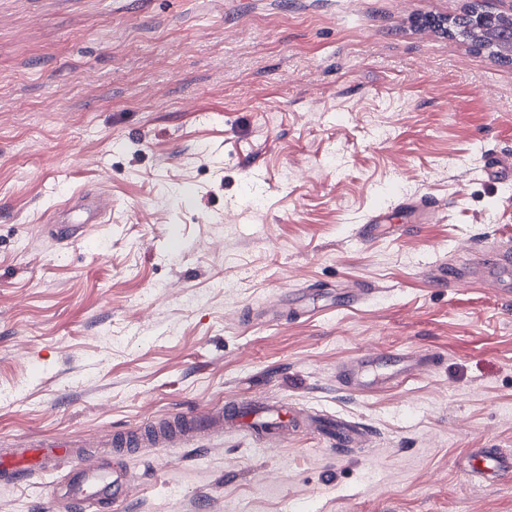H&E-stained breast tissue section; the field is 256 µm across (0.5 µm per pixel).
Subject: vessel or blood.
I'll list each match as a JSON object with an SVG mask.
<instances>
[{
  "instance_id": "obj_1",
  "label": "vessel or blood",
  "mask_w": 512,
  "mask_h": 512,
  "mask_svg": "<svg viewBox=\"0 0 512 512\" xmlns=\"http://www.w3.org/2000/svg\"><path fill=\"white\" fill-rule=\"evenodd\" d=\"M111 205L112 201L106 194L88 193L80 195L77 200L67 201L65 207L78 210L79 223L101 224ZM401 208L413 224L430 223L439 211L436 203L426 199L404 200ZM389 219L387 210L376 209L360 225L358 237L372 241L386 235ZM511 274L512 249L506 247L498 250L484 265L480 280L496 286ZM431 361V356L413 352L390 358L376 352L369 353L342 366L340 381L348 388L365 390L399 379ZM296 420V415L283 402L228 401L202 414L180 413L149 424L134 436L116 435L112 444L117 448H134L143 444L166 448L193 440L204 431L218 432L234 427L252 430L257 445L264 446L277 436L287 434L289 426ZM74 456L73 445L68 441L31 440L23 447L0 452V478L19 479L43 470L49 461L66 460ZM468 468L477 476L512 474V455L494 448H479L470 456Z\"/></svg>"
}]
</instances>
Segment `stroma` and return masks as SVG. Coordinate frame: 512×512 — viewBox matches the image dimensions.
<instances>
[{
	"mask_svg": "<svg viewBox=\"0 0 512 512\" xmlns=\"http://www.w3.org/2000/svg\"><path fill=\"white\" fill-rule=\"evenodd\" d=\"M512 0H0V448L76 461L0 480V512H512V62L455 19ZM105 192V223L46 218ZM441 220L405 228L406 198ZM384 238L356 230L378 207ZM452 267L455 282L432 279ZM368 288L348 305L346 285ZM301 293L303 315L256 319ZM370 351L433 354L344 389ZM259 397L361 424L362 448L246 432L119 452L116 431ZM83 466L123 495L67 498ZM512 273V249L506 247L498 250L484 265L481 276L477 279L482 284L489 283L495 287L505 276ZM468 468L477 476L512 474V456L496 448H476L469 458Z\"/></svg>",
	"mask_w": 512,
	"mask_h": 512,
	"instance_id": "35a3bbf8",
	"label": "stroma"
}]
</instances>
